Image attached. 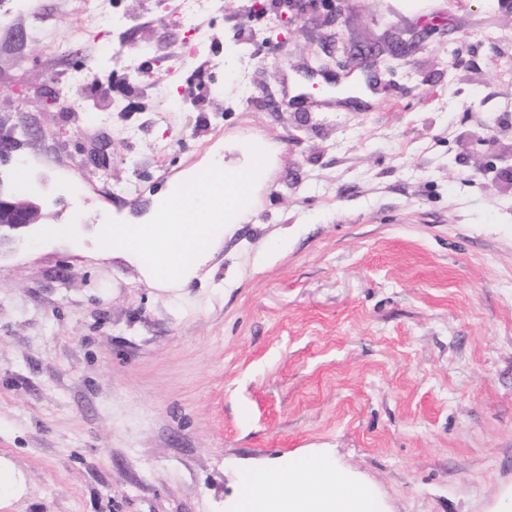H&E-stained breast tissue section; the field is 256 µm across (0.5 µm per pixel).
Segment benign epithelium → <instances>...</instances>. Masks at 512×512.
<instances>
[{
	"mask_svg": "<svg viewBox=\"0 0 512 512\" xmlns=\"http://www.w3.org/2000/svg\"><path fill=\"white\" fill-rule=\"evenodd\" d=\"M21 141L13 129L0 122V245L21 229L36 226L45 219L42 182L28 193L13 186V172L25 161L20 154Z\"/></svg>",
	"mask_w": 512,
	"mask_h": 512,
	"instance_id": "1",
	"label": "benign epithelium"
}]
</instances>
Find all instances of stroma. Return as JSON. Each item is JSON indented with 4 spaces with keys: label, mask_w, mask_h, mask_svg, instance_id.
<instances>
[{
    "label": "stroma",
    "mask_w": 512,
    "mask_h": 512,
    "mask_svg": "<svg viewBox=\"0 0 512 512\" xmlns=\"http://www.w3.org/2000/svg\"><path fill=\"white\" fill-rule=\"evenodd\" d=\"M222 2L199 49L183 0H0V115L42 132L15 187L50 214L0 250V512H234L311 449L387 512H512V0ZM354 63L371 103L291 102ZM257 147L190 282L102 254Z\"/></svg>",
    "instance_id": "1"
}]
</instances>
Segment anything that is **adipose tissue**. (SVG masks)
Wrapping results in <instances>:
<instances>
[{
	"label": "adipose tissue",
	"instance_id": "1",
	"mask_svg": "<svg viewBox=\"0 0 512 512\" xmlns=\"http://www.w3.org/2000/svg\"><path fill=\"white\" fill-rule=\"evenodd\" d=\"M253 177L250 170L229 180L220 171L198 173L166 198L156 223L114 225L102 248L133 254L157 281L187 280L221 231L225 212L247 211L237 197L250 190ZM203 195L208 207L199 213L196 202ZM239 512H380V505L366 488L344 485L326 458L310 455L285 469L247 473Z\"/></svg>",
	"mask_w": 512,
	"mask_h": 512
}]
</instances>
